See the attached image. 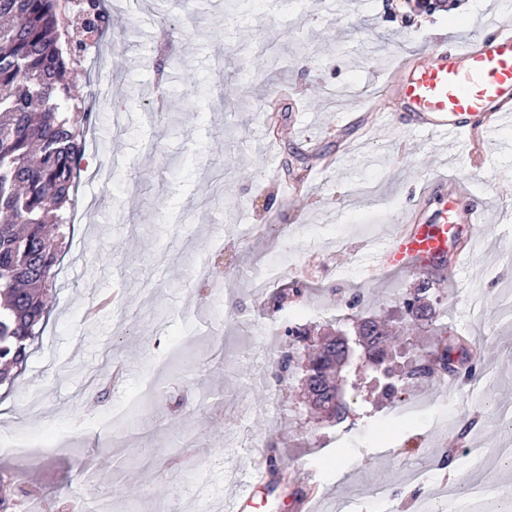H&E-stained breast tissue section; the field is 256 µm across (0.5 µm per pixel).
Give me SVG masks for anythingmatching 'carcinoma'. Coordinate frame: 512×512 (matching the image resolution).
Segmentation results:
<instances>
[{
	"instance_id": "obj_1",
	"label": "carcinoma",
	"mask_w": 512,
	"mask_h": 512,
	"mask_svg": "<svg viewBox=\"0 0 512 512\" xmlns=\"http://www.w3.org/2000/svg\"><path fill=\"white\" fill-rule=\"evenodd\" d=\"M101 19L93 43L112 30L105 0H94ZM89 47L68 41L63 33L60 0H0V382L23 369L31 346L46 327L49 289L55 268L70 242L73 197L79 181L85 139L77 120L91 123L92 113L74 112L72 65ZM169 43L142 44L143 58H153L156 81L166 77L164 57ZM446 288V279L419 275L411 299L421 301ZM364 342L363 373L372 377L386 398L400 400L409 384L439 383V377L463 374L478 378L474 367L451 365L455 346L420 349L401 369L390 364L397 338L372 320L357 322ZM354 350L342 337L323 340L308 357L303 383L314 403L325 411L337 403L348 417L350 406L336 399L337 369L351 364ZM273 475L288 469L276 444L267 450ZM12 485L0 480V512L15 507Z\"/></svg>"
}]
</instances>
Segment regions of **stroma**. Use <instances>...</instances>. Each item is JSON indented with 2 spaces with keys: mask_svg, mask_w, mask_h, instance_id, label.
<instances>
[{
  "mask_svg": "<svg viewBox=\"0 0 512 512\" xmlns=\"http://www.w3.org/2000/svg\"><path fill=\"white\" fill-rule=\"evenodd\" d=\"M96 49L91 81L75 94L95 120L85 161L112 168L102 183L81 177L74 238L59 265L47 328L26 366L0 385V441L24 434L53 444L48 461L0 463L14 489L37 479L45 503L73 498L114 512H228L252 469L276 444L288 459L279 496L284 512L303 481L317 486L320 512H415L458 486L456 512H512V429L496 407H512V126L470 163L465 141L410 132L385 75L395 56L420 57L444 36L464 41L512 22V0H445L427 13L415 0H140ZM244 14L237 38L217 21ZM166 30L177 56L174 92L162 110L137 48L141 18ZM277 42L288 60L269 69L254 48ZM123 94L127 122L115 131L111 93ZM373 110L355 111V100ZM454 176L484 200L471 256L444 298L431 301L419 329L401 334L412 359L447 325L475 359L480 381L418 384L403 417L385 401L357 397L347 421H315L299 386L278 382L285 326L310 339L352 331L341 317L380 316L402 326L400 307L416 272H361L370 247L392 234L395 212L423 185ZM219 278L221 291L198 295ZM358 295L354 309L328 289ZM288 308L273 312L280 293ZM116 306L86 312L108 295ZM123 369L105 402L91 379L105 358ZM131 408L119 432L116 409ZM191 388L200 408L176 415ZM86 418L88 430L72 428ZM476 433L461 435L467 420ZM459 449L452 462L446 451ZM94 475L76 476L78 465ZM392 489L391 499L376 486Z\"/></svg>",
  "mask_w": 512,
  "mask_h": 512,
  "instance_id": "1",
  "label": "stroma"
}]
</instances>
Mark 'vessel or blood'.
<instances>
[{
	"mask_svg": "<svg viewBox=\"0 0 512 512\" xmlns=\"http://www.w3.org/2000/svg\"><path fill=\"white\" fill-rule=\"evenodd\" d=\"M387 84L398 93L414 117L413 131L433 135L466 136L474 152H481L490 133L512 125V24L494 25L491 32L467 43L436 42L422 64L400 58L390 69ZM447 199L431 207L420 192L417 209L398 212L400 232L374 248L364 266L366 274L380 270L437 273L454 277L455 260L464 246L452 224H473L482 202L465 201L457 180L442 181ZM271 487L266 471H258L240 495L232 512H257Z\"/></svg>",
	"mask_w": 512,
	"mask_h": 512,
	"instance_id": "obj_1",
	"label": "vessel or blood"
}]
</instances>
